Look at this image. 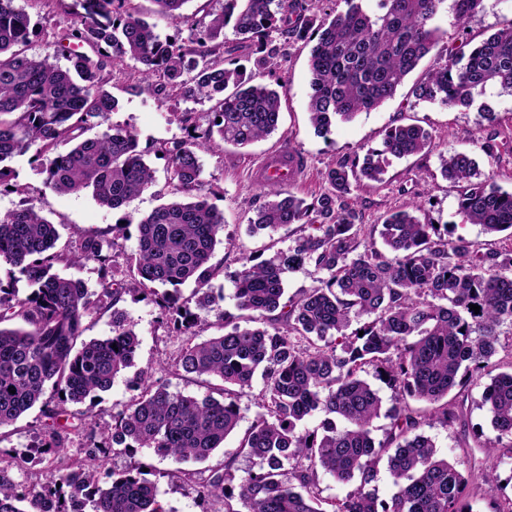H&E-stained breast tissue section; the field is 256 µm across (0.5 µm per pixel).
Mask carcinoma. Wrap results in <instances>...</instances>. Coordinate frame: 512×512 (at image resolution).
Segmentation results:
<instances>
[{"instance_id": "carcinoma-1", "label": "carcinoma", "mask_w": 512, "mask_h": 512, "mask_svg": "<svg viewBox=\"0 0 512 512\" xmlns=\"http://www.w3.org/2000/svg\"><path fill=\"white\" fill-rule=\"evenodd\" d=\"M130 2L79 0L80 27L70 36L97 55L71 51L62 68L26 54L31 19L15 0H0V189L26 194L3 162L34 145L45 185L56 193L90 188L99 205L117 210L154 186V172L132 131L85 135L91 120H107L117 106L99 79L105 58L116 64L133 59L143 65V80L163 78L160 91L214 103V120L203 133L191 129L184 140L160 143L170 161L171 199L135 223L132 281L120 277L113 240L87 237L59 248V231L42 208L24 203L0 214V267L24 276L31 287L21 298L0 279V324L17 318L26 323L0 327V429L43 402L46 389L56 400L46 414L50 442L40 449L45 482L27 491L16 482L12 463L0 465V512H70L77 497L93 503L92 512H167L140 465L112 473L102 489L84 463L59 462L67 435L85 429L69 421L67 405L109 390L134 363L140 345L135 324L115 309L124 296L171 287L158 297L166 325L192 338L203 331L197 312L216 302L210 260L222 243L224 213L209 202L198 153L217 139L246 147L269 137L278 128L281 104L277 90L254 83L234 59L223 67L210 61L217 50L210 41L228 24L257 43L269 67L280 54L271 31L316 38L308 109L324 138L336 122L352 121L392 99L434 46L450 37L445 64L425 72L407 97L445 108L477 106L487 122L479 151L492 158L502 148L487 91L512 96V20L473 41L466 23L483 0H452L451 35L433 24L445 0H379L377 14L347 0L346 12L331 19L311 12L304 0H224V12L210 19L206 36L183 43L161 38L154 24L126 7ZM153 2L171 22L184 19L188 0ZM63 142L73 146L59 153ZM431 148L426 129L400 125L386 131L363 160L337 161L326 174L328 189L310 203L285 185L264 186L267 200L249 232L299 224L303 233L271 259L241 258L234 298L254 326L243 327L226 314L224 333L182 348L176 366L219 381L217 396L172 392L142 369L132 380L137 394L113 416L105 444H92L88 458L103 462L118 448L130 455L149 448L178 465L204 462L235 432L238 400L259 374V412L238 446L251 467L239 478L229 464L205 478L179 468L188 493L223 502L224 512H474L458 461L441 455L419 429L428 416L445 426L459 421L465 389L488 376L481 401L495 437L478 447L489 456L499 447L512 449V371H499L494 361L500 327L512 325V191L481 176L468 152L441 156L442 175L466 184L456 211L460 223L479 224L491 236L506 234L511 243L499 249L423 223L416 216L419 204L364 224L362 213L346 202L362 181L380 180L389 158ZM375 231L380 249L364 240ZM83 260L112 273L95 298L83 281L55 271L60 263ZM304 265L320 274L318 285L296 300L284 299L283 274ZM189 280L195 284L192 307L180 295ZM472 304L480 310H471ZM101 306L114 307L112 335L76 346L84 317ZM369 366L396 393L382 439L373 435L381 400L362 377ZM410 398L430 404L429 414ZM318 409L327 418L315 429L305 427V418ZM383 462L395 487L387 500L371 487ZM320 470L356 484L355 490L341 500L323 498Z\"/></svg>"}]
</instances>
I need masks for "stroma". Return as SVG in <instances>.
<instances>
[{
  "instance_id": "stroma-1",
  "label": "stroma",
  "mask_w": 512,
  "mask_h": 512,
  "mask_svg": "<svg viewBox=\"0 0 512 512\" xmlns=\"http://www.w3.org/2000/svg\"><path fill=\"white\" fill-rule=\"evenodd\" d=\"M31 17L33 32L28 45L29 54L49 57L51 62L66 66L67 60L60 51L62 38L74 29L80 6L77 0H16ZM134 8L149 22L154 23L161 37L178 42L188 39L192 28L203 26L212 14L224 8V0H188L185 22L172 24L155 14L152 0H133ZM218 42L220 51L213 55L216 64H223L225 48L235 47L234 58L247 70L252 71L257 82L270 86L283 83L285 95L281 97V120L278 130L270 137L240 148L219 144L213 150L200 153L202 177L212 194L209 198L224 214V242L217 245L212 262L221 272L211 281L217 298L215 305L202 311L200 318L208 327L209 334L222 332L224 317L236 314L232 298L235 274L243 256L263 259L287 250L300 234L299 225L293 224L277 231L252 235L248 224L255 210L264 202L265 195L251 176L253 167L263 158L280 149H289L304 162L305 170L299 182L290 186L291 191L305 200H312L327 187L326 172L344 156L365 155L368 149L378 147L386 130L396 125L417 124L432 135L431 151L401 159H390L385 166L381 181H363L354 193L353 200L367 224L379 223L386 212L409 210L415 204H423L419 217L428 224L445 225L454 221L457 202L464 189L463 184L442 177L440 157L457 151L476 153V142L483 133L484 120L473 109H448L427 102L409 99L406 89H399L395 97L355 120L338 123L330 139L317 136L309 122L308 92L310 72L308 59L311 44L305 40L284 39L281 57L273 69H266L259 62L260 55L254 48L243 46L232 27H225ZM140 65L125 60L122 65L112 66L104 62L100 79L117 102L108 125L127 128L135 132L145 159L155 175V187L136 198L127 208L133 219H140L158 207L162 199L160 190L165 189L169 159L158 155L161 142L182 138V113H192L197 125L207 127L213 118L211 102L184 100L178 96L148 88L139 75ZM493 102L498 111V129L504 146L495 158L478 155L482 173L492 175L496 185L512 189V97L497 96ZM16 180L28 189V197L42 206L45 216L56 224L61 244H78L88 236L111 237L115 240L114 251L118 263L134 257L137 246L136 228H128L121 237H113L112 226L119 218L118 211L100 206L91 191L58 194L44 183V176L34 152L15 156L9 162ZM120 307L136 325L140 347L132 368L123 371L112 388L101 393L94 401L69 405L68 411L75 420L85 421L88 427L102 429L112 423L113 414L121 411L132 398L130 382L137 370L149 367L154 379L160 380L174 392L204 397L209 389L201 379L184 375L174 366V359L186 343L185 337L172 336L160 326L158 310L148 300L126 296ZM263 389L262 379H254L251 390L240 400V422L235 434L224 442L207 464L189 463V470L200 472L204 467L215 468L230 460L235 475H243L250 468L249 459L238 455L239 437L254 422L258 407L256 399ZM482 385L469 389L466 411L455 425L445 427L434 420H427L421 431L431 437L441 453L452 454L463 461L464 470L471 477L479 493L474 503L476 512H498L512 499V450L500 449L494 457H485L476 448L478 437H491L490 416L481 406ZM45 417L41 407H34L14 425L0 430V451L7 457L22 461L15 469L16 480L26 488L39 487L43 482L45 463L35 448L44 436L42 425ZM141 463L147 470L146 477L157 484L161 500L169 512H224L217 501L202 500L186 493L179 481L171 476L175 465L158 458L152 450L142 448L135 455L122 452L110 454L98 470V484L107 487L113 474L122 472L134 463ZM494 471L493 481H484L485 471Z\"/></svg>"
}]
</instances>
